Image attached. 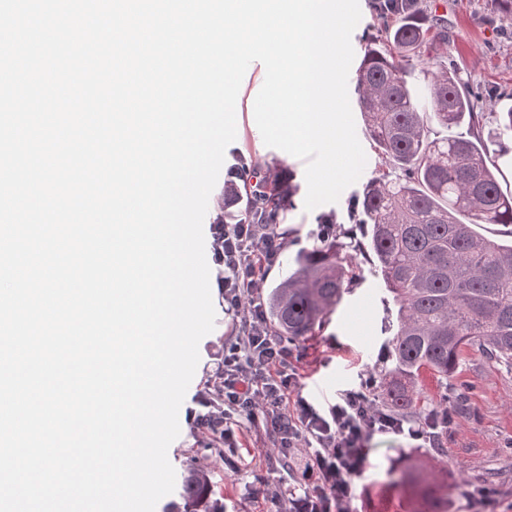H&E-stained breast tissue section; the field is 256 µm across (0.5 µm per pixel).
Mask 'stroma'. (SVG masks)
Here are the masks:
<instances>
[{"mask_svg": "<svg viewBox=\"0 0 512 512\" xmlns=\"http://www.w3.org/2000/svg\"><path fill=\"white\" fill-rule=\"evenodd\" d=\"M425 13L440 18L448 28V52L425 56L426 68L453 65L462 85L480 93L478 109L499 112L512 106L503 99L512 89V18L499 14L494 0H419ZM265 78L261 63H252L241 84L237 136L225 151V165L236 155L251 158L261 167L291 177L298 192L285 212L282 248L276 263L266 268L265 284L279 281L295 257L316 243L317 226L324 216H335L348 225L354 199L363 183L375 177L379 159L367 151L361 179L347 187L338 202L305 210V162L264 144L252 105ZM216 312L213 332L199 344L200 361L179 410L180 435L170 445L168 458L176 472L194 464L209 478L224 512H288L287 500L276 501V483L287 481L285 457L304 461L307 451L272 447L264 431L243 424L237 450L238 471H230L225 450L207 446L206 435L189 421L197 409L196 398L213 376V362L222 356L224 341L234 333V321L224 311V296L212 288ZM391 296L377 278L369 276L344 294L316 335L289 345V364L296 382L288 391L289 402L305 398L317 406L332 401L339 391L362 390L366 370L381 364L389 338L384 331ZM431 398L447 395L454 422L446 430L442 450L416 446L391 434L374 435L366 444L367 467L356 478L354 512H512V371L489 362L481 354L468 353L447 387L428 380ZM425 466L432 478L417 487L391 486L390 471L396 466Z\"/></svg>", "mask_w": 512, "mask_h": 512, "instance_id": "obj_1", "label": "stroma"}]
</instances>
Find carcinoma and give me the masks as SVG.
<instances>
[{
  "mask_svg": "<svg viewBox=\"0 0 512 512\" xmlns=\"http://www.w3.org/2000/svg\"><path fill=\"white\" fill-rule=\"evenodd\" d=\"M396 12L377 9L380 39L356 70L365 135L381 159L378 176L357 197L348 231L300 253L293 270L271 284L264 302L270 332L287 342L313 334L364 277L357 253L392 295L387 320L390 365L377 370L388 411L409 424L428 414L426 379L454 374L474 351L512 370V190L500 183L495 159L512 143V107L485 115L443 66L413 82L415 62L448 32L428 20L417 0ZM465 126L469 136L453 131ZM241 184L224 185V223L267 224L279 235L295 186L262 175L242 160ZM498 227L486 235V226ZM211 485L186 468L179 512L211 508Z\"/></svg>",
  "mask_w": 512,
  "mask_h": 512,
  "instance_id": "carcinoma-1",
  "label": "carcinoma"
}]
</instances>
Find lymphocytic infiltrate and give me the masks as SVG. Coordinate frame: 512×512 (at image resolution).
<instances>
[{
    "instance_id": "1",
    "label": "lymphocytic infiltrate",
    "mask_w": 512,
    "mask_h": 512,
    "mask_svg": "<svg viewBox=\"0 0 512 512\" xmlns=\"http://www.w3.org/2000/svg\"><path fill=\"white\" fill-rule=\"evenodd\" d=\"M212 234L218 285L228 311L238 320V334L224 343V356L215 369L217 381L201 394L203 411L194 415L195 425L205 429L210 440L235 449L242 421L263 419L280 448L308 451L302 481L288 492L291 512H351L355 479L367 459L364 441L394 434L426 442L430 428L408 427L363 391H341L324 409L302 398L295 411H288V346L271 335L260 304L250 299L261 266L276 261L280 244L258 224H216Z\"/></svg>"
}]
</instances>
